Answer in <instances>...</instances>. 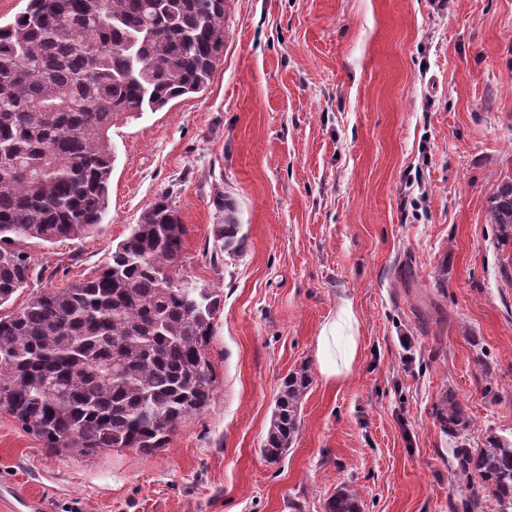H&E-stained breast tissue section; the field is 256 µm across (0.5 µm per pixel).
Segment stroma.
Segmentation results:
<instances>
[{"instance_id": "stroma-1", "label": "stroma", "mask_w": 512, "mask_h": 512, "mask_svg": "<svg viewBox=\"0 0 512 512\" xmlns=\"http://www.w3.org/2000/svg\"><path fill=\"white\" fill-rule=\"evenodd\" d=\"M205 93L113 129L108 214L85 238L20 245L0 316L99 274L161 194L187 229L169 274L217 291L209 407L167 447L56 456L0 411V489L42 512H454L436 410L469 442L512 438V280L487 200L512 179V0H233ZM246 246L215 256L214 204ZM351 302L358 359L325 381V323ZM307 369L300 431L260 447L283 378ZM359 501L360 494L356 490L344 488L327 499L323 509L325 512H361Z\"/></svg>"}]
</instances>
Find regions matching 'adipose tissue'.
Segmentation results:
<instances>
[{
    "instance_id": "adipose-tissue-1",
    "label": "adipose tissue",
    "mask_w": 512,
    "mask_h": 512,
    "mask_svg": "<svg viewBox=\"0 0 512 512\" xmlns=\"http://www.w3.org/2000/svg\"><path fill=\"white\" fill-rule=\"evenodd\" d=\"M355 314L344 303L337 320L326 324L316 342V359L325 380L348 376L357 361V340L353 334Z\"/></svg>"
}]
</instances>
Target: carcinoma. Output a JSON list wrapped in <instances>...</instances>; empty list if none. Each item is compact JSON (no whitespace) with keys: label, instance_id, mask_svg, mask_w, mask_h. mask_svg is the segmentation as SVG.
Instances as JSON below:
<instances>
[{"label":"carcinoma","instance_id":"obj_1","mask_svg":"<svg viewBox=\"0 0 512 512\" xmlns=\"http://www.w3.org/2000/svg\"><path fill=\"white\" fill-rule=\"evenodd\" d=\"M230 0H28L0 24V306L32 276L17 244L82 239L108 210L112 128L206 91L227 37ZM219 249L242 251L236 201L217 198ZM500 246L512 247V181L490 202ZM186 229L162 194L112 250L104 270L41 292L0 317V411L55 454L164 448L175 427L213 395L207 351L221 302L216 291L177 285L169 269ZM117 360L108 379L104 367ZM311 385L285 376L260 448L270 464L287 454ZM453 444L457 512L485 497L512 512V440L469 448L470 423L450 396L437 410ZM349 488L324 512H360Z\"/></svg>","mask_w":512,"mask_h":512}]
</instances>
